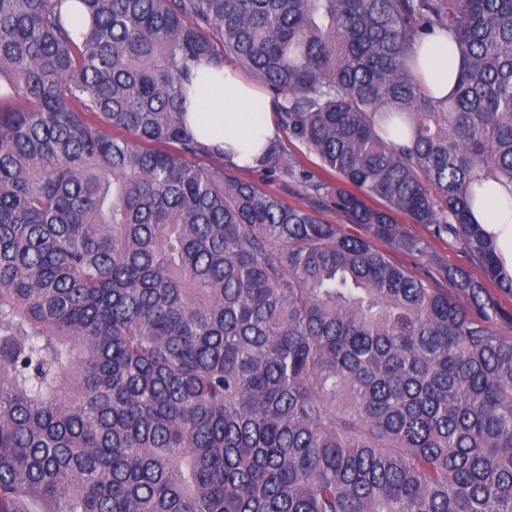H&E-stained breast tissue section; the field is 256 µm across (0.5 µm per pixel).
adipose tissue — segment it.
<instances>
[{"mask_svg": "<svg viewBox=\"0 0 512 512\" xmlns=\"http://www.w3.org/2000/svg\"><path fill=\"white\" fill-rule=\"evenodd\" d=\"M421 75L430 93L444 97L454 88L459 67L454 41L442 34L424 39L418 48ZM199 93L187 101V125L197 139L221 152L239 168L253 165L260 152L280 135L271 99L229 67L203 63L194 71ZM261 113L253 123L252 113ZM470 220L493 237L503 270L512 276V183L479 176Z\"/></svg>", "mask_w": 512, "mask_h": 512, "instance_id": "1", "label": "adipose tissue"}]
</instances>
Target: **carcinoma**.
Here are the masks:
<instances>
[{"label": "carcinoma", "mask_w": 512, "mask_h": 512, "mask_svg": "<svg viewBox=\"0 0 512 512\" xmlns=\"http://www.w3.org/2000/svg\"><path fill=\"white\" fill-rule=\"evenodd\" d=\"M64 2L0 0V512H512L469 219L512 182V0ZM204 59L276 107L252 180L186 126ZM421 75L430 93L438 98L455 87L459 67L454 41L447 35L433 34L418 47ZM429 255L432 260L441 264L458 265L464 262L456 247L449 242L432 241L429 246Z\"/></svg>", "instance_id": "obj_1"}]
</instances>
